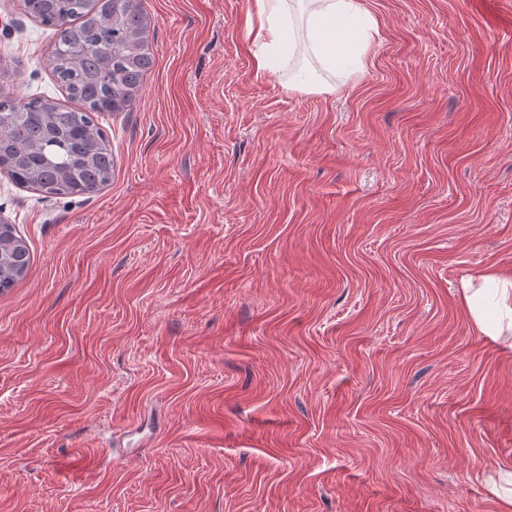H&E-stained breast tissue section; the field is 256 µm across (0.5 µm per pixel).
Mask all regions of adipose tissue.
I'll use <instances>...</instances> for the list:
<instances>
[{"mask_svg":"<svg viewBox=\"0 0 512 512\" xmlns=\"http://www.w3.org/2000/svg\"><path fill=\"white\" fill-rule=\"evenodd\" d=\"M255 16L247 34L266 47L255 57L260 72L278 70L284 53L299 49L329 73L362 69L366 51L356 42L377 26L360 0H255ZM462 305L476 333L511 335L512 271L490 267L468 279Z\"/></svg>","mask_w":512,"mask_h":512,"instance_id":"ef3b65f1","label":"adipose tissue"}]
</instances>
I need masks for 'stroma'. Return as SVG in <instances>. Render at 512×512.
<instances>
[{"mask_svg":"<svg viewBox=\"0 0 512 512\" xmlns=\"http://www.w3.org/2000/svg\"><path fill=\"white\" fill-rule=\"evenodd\" d=\"M367 63L257 72L254 0H142L154 66L99 116L111 183L0 175V512H501L512 348V0H361ZM0 0V89L64 100ZM1 242L5 246L0 258V291H4L11 288L26 273L31 255L27 241L18 234L13 224H4L0 221ZM462 305L476 333L512 334V271L489 267L462 288Z\"/></svg>","mask_w":512,"mask_h":512,"instance_id":"1","label":"stroma"}]
</instances>
